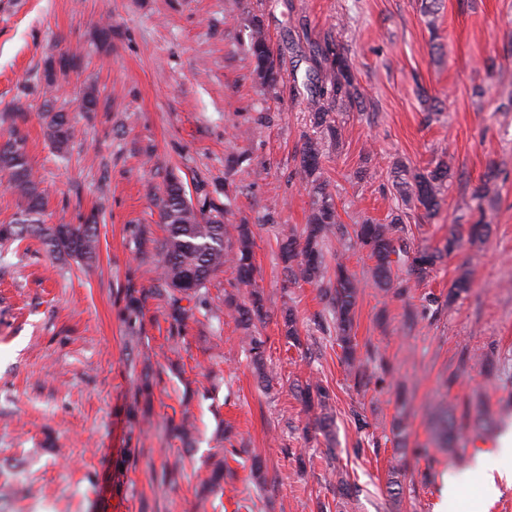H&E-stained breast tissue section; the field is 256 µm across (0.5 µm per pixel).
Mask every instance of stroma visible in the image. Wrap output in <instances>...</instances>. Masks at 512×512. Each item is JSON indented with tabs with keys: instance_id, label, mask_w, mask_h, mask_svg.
<instances>
[{
	"instance_id": "obj_1",
	"label": "stroma",
	"mask_w": 512,
	"mask_h": 512,
	"mask_svg": "<svg viewBox=\"0 0 512 512\" xmlns=\"http://www.w3.org/2000/svg\"><path fill=\"white\" fill-rule=\"evenodd\" d=\"M112 36L101 41L102 21ZM261 23L280 71L263 85L248 50ZM340 37L367 109L338 114L341 137L324 142L322 168L343 229L328 241V267L345 261L360 283L351 334L365 362L342 361L329 306L314 284H288L278 258L284 225L303 227L314 200L298 174L313 130L303 86L312 43ZM80 53L57 80L75 138L68 161L53 153L42 109L48 59ZM97 111H78L87 87ZM18 127L46 192V224H75L103 205L92 266L53 258L35 239L0 245V512H336L335 471L357 487L348 512H512V485L483 498L471 470L512 466L498 438L512 430V0H444L436 17L421 0H0V113ZM451 159L456 175L439 214L411 216L410 249L443 246L448 229L489 224L405 295L379 288L374 262L354 244L356 224L387 223L398 194L396 162L410 169ZM497 177L483 200L472 189ZM195 207L225 208L250 225L267 317L270 384L259 379L242 330L224 310L234 273L210 284L212 313L175 320L154 295L163 238L157 193L168 175ZM471 287L448 291L460 273ZM144 308L128 321L126 295ZM293 309L303 343L287 344ZM156 386L148 420L133 421L134 387ZM332 396L335 439L311 431L297 385ZM484 402L495 423L484 439L437 448L430 421L440 402ZM189 415L193 452L169 437ZM407 430L404 444L392 432ZM233 477L198 500L210 454ZM128 458L121 474L117 459ZM185 476L160 487L163 467ZM399 469L392 507L386 486ZM470 472L460 497L448 472Z\"/></svg>"
}]
</instances>
